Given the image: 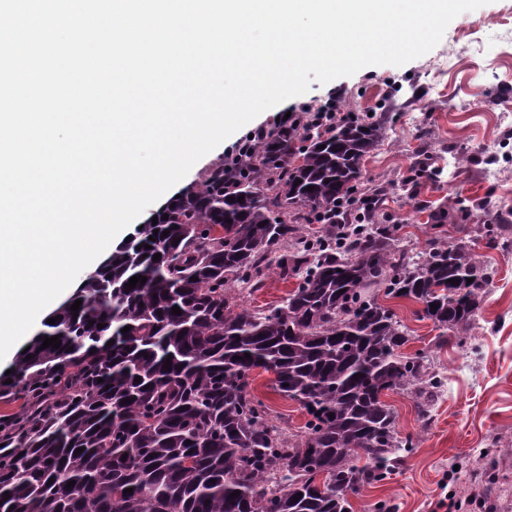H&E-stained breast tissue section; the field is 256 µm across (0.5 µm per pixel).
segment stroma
<instances>
[{"label": "stroma", "instance_id": "stroma-1", "mask_svg": "<svg viewBox=\"0 0 512 512\" xmlns=\"http://www.w3.org/2000/svg\"><path fill=\"white\" fill-rule=\"evenodd\" d=\"M384 101L393 120L364 163L368 180L388 188L377 222L401 225L409 247L421 252L439 234L435 214L466 200L472 211L466 239L493 283L464 346L439 342V329L419 318L418 302L388 300L407 330L404 353L425 352L444 391L426 415L411 393L386 394L400 435H418V448L383 485L350 495L351 512H374L381 500L392 512H512V241L489 248L481 237L489 221L481 208L485 198H492L498 216L512 213V0H490L460 14L434 49L405 65L369 66L311 83L202 157L173 190L197 187L241 140L285 114L297 117L329 103L342 113L374 112ZM462 155L468 159L463 175L450 177L451 163ZM416 157L426 160L430 175L403 186ZM253 378L255 394L297 431L304 423L298 403L274 391L271 374L257 370Z\"/></svg>", "mask_w": 512, "mask_h": 512}]
</instances>
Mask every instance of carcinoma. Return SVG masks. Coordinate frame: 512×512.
I'll list each match as a JSON object with an SVG mask.
<instances>
[{
	"label": "carcinoma",
	"instance_id": "1",
	"mask_svg": "<svg viewBox=\"0 0 512 512\" xmlns=\"http://www.w3.org/2000/svg\"><path fill=\"white\" fill-rule=\"evenodd\" d=\"M384 131L356 112L262 128L117 245L16 356L12 383L0 376L19 403L0 416V512H346L385 482L418 438L383 396L429 408L443 381L402 352L379 294L464 333L492 272L461 236L414 252L365 210L382 190L362 161ZM273 268L296 286L254 313L243 299ZM134 275L147 281L125 287ZM257 369L305 411L303 431L285 433L253 393Z\"/></svg>",
	"mask_w": 512,
	"mask_h": 512
}]
</instances>
